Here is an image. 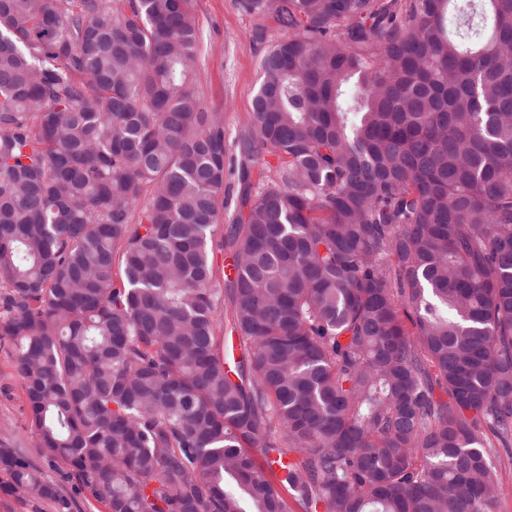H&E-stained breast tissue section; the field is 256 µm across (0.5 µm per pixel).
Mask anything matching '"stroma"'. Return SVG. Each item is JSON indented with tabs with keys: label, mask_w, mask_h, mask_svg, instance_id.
Segmentation results:
<instances>
[{
	"label": "stroma",
	"mask_w": 512,
	"mask_h": 512,
	"mask_svg": "<svg viewBox=\"0 0 512 512\" xmlns=\"http://www.w3.org/2000/svg\"><path fill=\"white\" fill-rule=\"evenodd\" d=\"M202 33L194 87L206 110H222L228 136L243 133L258 86L259 64L266 44L252 39L256 16L244 12L237 0H194ZM27 396L18 378L8 343L0 342V447L28 458L43 476L58 481L56 466L34 448L28 436Z\"/></svg>",
	"instance_id": "1"
}]
</instances>
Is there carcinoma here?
<instances>
[{
  "label": "carcinoma",
  "mask_w": 512,
  "mask_h": 512,
  "mask_svg": "<svg viewBox=\"0 0 512 512\" xmlns=\"http://www.w3.org/2000/svg\"><path fill=\"white\" fill-rule=\"evenodd\" d=\"M239 6L276 34L229 143L192 0H0V340L33 447L108 512H493L512 0Z\"/></svg>",
  "instance_id": "cac0c4a2"
}]
</instances>
